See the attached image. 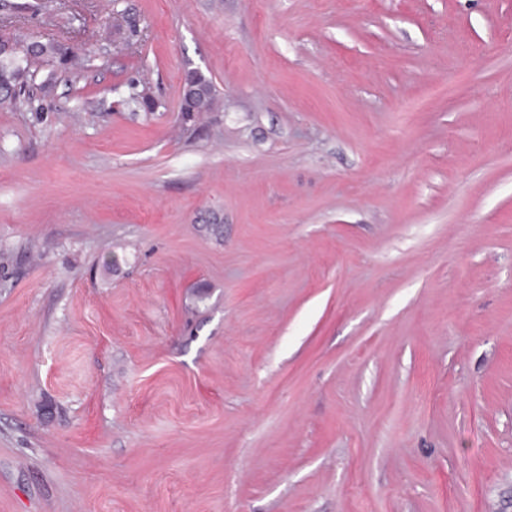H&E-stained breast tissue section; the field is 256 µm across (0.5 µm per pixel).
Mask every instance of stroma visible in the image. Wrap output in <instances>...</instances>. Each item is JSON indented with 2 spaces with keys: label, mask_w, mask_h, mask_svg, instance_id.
Returning <instances> with one entry per match:
<instances>
[{
  "label": "stroma",
  "mask_w": 512,
  "mask_h": 512,
  "mask_svg": "<svg viewBox=\"0 0 512 512\" xmlns=\"http://www.w3.org/2000/svg\"><path fill=\"white\" fill-rule=\"evenodd\" d=\"M15 26L78 58L0 107V512H512V0ZM217 103L213 83L197 70L189 71L184 78L179 112H211Z\"/></svg>",
  "instance_id": "obj_1"
}]
</instances>
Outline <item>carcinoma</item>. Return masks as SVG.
<instances>
[{"label": "carcinoma", "mask_w": 512, "mask_h": 512, "mask_svg": "<svg viewBox=\"0 0 512 512\" xmlns=\"http://www.w3.org/2000/svg\"><path fill=\"white\" fill-rule=\"evenodd\" d=\"M74 48L62 41L43 43L30 39H14L12 44L0 45V105L33 104L24 97L23 87L36 79L43 65L57 63L61 66L75 64ZM217 103L213 83L203 73L193 70L186 73L180 97L179 111L211 112Z\"/></svg>", "instance_id": "carcinoma-1"}]
</instances>
